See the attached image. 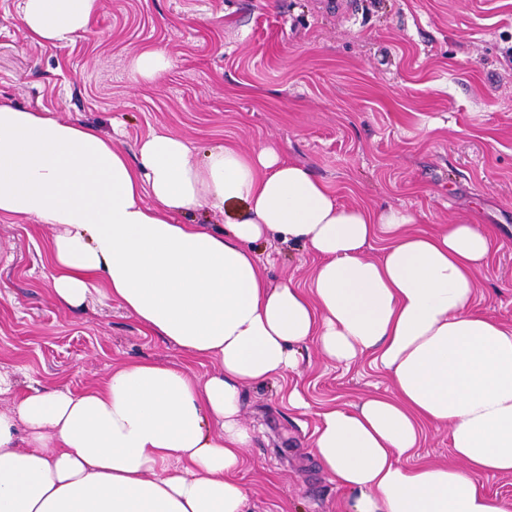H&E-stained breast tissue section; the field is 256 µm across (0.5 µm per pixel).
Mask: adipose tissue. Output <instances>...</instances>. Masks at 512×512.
Segmentation results:
<instances>
[{
  "label": "adipose tissue",
  "mask_w": 512,
  "mask_h": 512,
  "mask_svg": "<svg viewBox=\"0 0 512 512\" xmlns=\"http://www.w3.org/2000/svg\"><path fill=\"white\" fill-rule=\"evenodd\" d=\"M98 0H22L37 42L87 32ZM243 204L226 231L176 211ZM0 215L53 235L56 301L114 300L193 360L118 366L80 392L0 376V512H250L238 474L252 441L241 388L297 370L309 341L339 365L370 357L392 390L317 413L311 452L351 512H512L479 475H512V327L475 314L491 237L476 224L416 230L411 212L340 204L267 146L192 159L170 131L136 157L111 138L0 103ZM300 242L320 257L309 288L270 286L251 246ZM382 241L378 258L366 256ZM453 464L412 465L426 423Z\"/></svg>",
  "instance_id": "1"
}]
</instances>
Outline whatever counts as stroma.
I'll return each mask as SVG.
<instances>
[{
  "label": "stroma",
  "mask_w": 512,
  "mask_h": 512,
  "mask_svg": "<svg viewBox=\"0 0 512 512\" xmlns=\"http://www.w3.org/2000/svg\"><path fill=\"white\" fill-rule=\"evenodd\" d=\"M22 0H0V102L90 126L127 153L151 132L179 134L195 159L218 143L274 148L345 205L402 207L417 229L480 224L494 236L477 273L476 314L512 326V0H100L90 32L31 40ZM165 51L172 68L131 83L128 61ZM37 218L0 216V372L18 390L80 391L112 367L187 363L118 302L60 307ZM265 280L308 286L304 246L255 244ZM279 386L242 391L254 437L239 474L251 512H344L347 491L310 452L314 412L391 389L369 358L348 366L309 344ZM298 389L312 407L292 408Z\"/></svg>",
  "instance_id": "35a3bbf8"
}]
</instances>
